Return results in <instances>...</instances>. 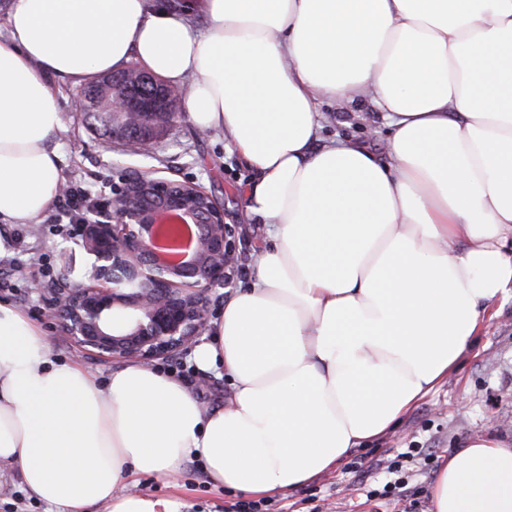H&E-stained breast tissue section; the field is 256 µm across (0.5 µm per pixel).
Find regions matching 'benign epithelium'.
Segmentation results:
<instances>
[{
  "mask_svg": "<svg viewBox=\"0 0 512 512\" xmlns=\"http://www.w3.org/2000/svg\"><path fill=\"white\" fill-rule=\"evenodd\" d=\"M112 82L113 111L132 127L146 111L128 108ZM136 174L112 193L108 220L78 227L93 259L90 284L63 286L54 306L65 339L81 352L149 364L184 350L209 327L206 293L228 286L236 240L224 223V208L196 183ZM176 217L188 228V243H169L162 221Z\"/></svg>",
  "mask_w": 512,
  "mask_h": 512,
  "instance_id": "1",
  "label": "benign epithelium"
}]
</instances>
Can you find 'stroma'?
I'll return each instance as SVG.
<instances>
[{
    "label": "stroma",
    "mask_w": 512,
    "mask_h": 512,
    "mask_svg": "<svg viewBox=\"0 0 512 512\" xmlns=\"http://www.w3.org/2000/svg\"><path fill=\"white\" fill-rule=\"evenodd\" d=\"M56 91L64 117V127L56 136L64 179H77L103 203L111 199L113 183L131 173L149 171L157 178L202 185L223 206L224 221L239 239L234 284L252 276V256L264 237L263 224L245 210L244 192L254 174L222 132L200 131L184 117L161 139L131 154L76 112L78 86L61 82ZM320 110L324 139L358 141L377 157H385L387 128L381 113L359 104L340 110L324 103ZM76 231V225L54 207L37 226H12L14 253L0 262V301L20 306L41 326L57 359L77 362L104 382L122 368V361L82 355L62 342V319L53 313L49 294L35 288L39 282L47 285L89 278L91 261L77 246ZM494 310V317L460 358L456 371L395 429L351 449L335 470L265 497L269 512H407V496L412 492L418 499L416 512H433L431 485L449 453L467 447L476 437L512 438V295L499 299ZM151 367L183 380L209 406L223 404L230 390L223 370L199 371L187 355L155 361ZM409 448L421 449L429 461L407 464L408 485L402 495L376 497V490L390 481V474L382 468L362 474L352 466L363 453L387 461ZM125 490L171 501L176 512H236V503L252 499L243 491L214 488L197 459L187 461L175 478L143 474L127 482Z\"/></svg>",
    "instance_id": "stroma-1"
}]
</instances>
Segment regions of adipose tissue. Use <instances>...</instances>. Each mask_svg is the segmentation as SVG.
I'll return each mask as SVG.
<instances>
[{
  "label": "adipose tissue",
  "instance_id": "1",
  "mask_svg": "<svg viewBox=\"0 0 512 512\" xmlns=\"http://www.w3.org/2000/svg\"><path fill=\"white\" fill-rule=\"evenodd\" d=\"M0 30V224H33L62 187L53 82L129 61L189 85L192 124L256 174L265 237L251 282L192 360L223 368L212 409L130 363L107 383L59 362L0 301V468L57 512H171L122 492L201 460L267 496L332 470L456 369L512 292V0H9ZM200 15L205 28H196ZM364 100L386 157L321 140L319 104ZM434 512H512V444L441 464Z\"/></svg>",
  "mask_w": 512,
  "mask_h": 512
}]
</instances>
